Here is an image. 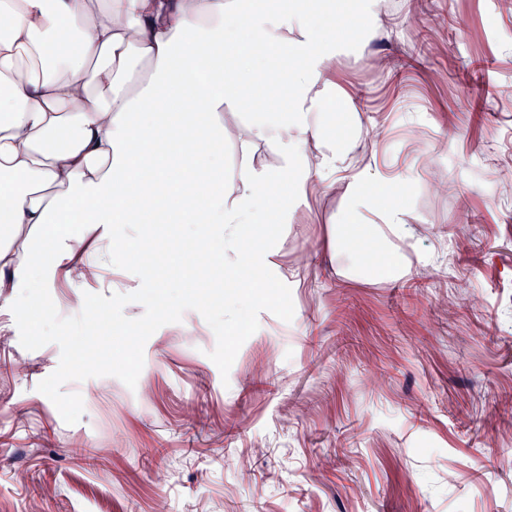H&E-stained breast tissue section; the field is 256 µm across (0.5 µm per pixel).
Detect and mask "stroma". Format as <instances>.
Wrapping results in <instances>:
<instances>
[{
	"label": "stroma",
	"instance_id": "stroma-1",
	"mask_svg": "<svg viewBox=\"0 0 512 512\" xmlns=\"http://www.w3.org/2000/svg\"><path fill=\"white\" fill-rule=\"evenodd\" d=\"M382 10L336 62L334 115L380 130L361 164L406 200L409 274L344 278L325 237L348 199L325 193L271 225L303 277L291 321L261 312L224 376L186 311L147 340L135 388L65 383L72 425L37 389L59 346L24 349L0 307V512H512V0ZM139 285L110 265L50 294L71 317Z\"/></svg>",
	"mask_w": 512,
	"mask_h": 512
}]
</instances>
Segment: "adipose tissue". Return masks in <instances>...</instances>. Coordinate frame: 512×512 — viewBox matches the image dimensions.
Masks as SVG:
<instances>
[{
	"mask_svg": "<svg viewBox=\"0 0 512 512\" xmlns=\"http://www.w3.org/2000/svg\"><path fill=\"white\" fill-rule=\"evenodd\" d=\"M380 0H0V288L18 309L31 288L101 265L73 260L86 236L112 242V227L183 224L200 277L228 288H274L283 266L261 209L296 221L307 195L344 179L351 212L375 224L331 232L329 248L350 280L378 273L367 247L380 243L387 271L404 275L407 226L379 207L366 171L352 172L363 136L335 124L327 100L336 59ZM339 12L341 27L321 26ZM205 68L206 79L190 82ZM314 145L306 153V145ZM237 159L225 167L224 150ZM274 147L276 166L256 152ZM79 229L50 233L70 212ZM219 238L226 262L201 245Z\"/></svg>",
	"mask_w": 512,
	"mask_h": 512,
	"instance_id": "adipose-tissue-1",
	"label": "adipose tissue"
}]
</instances>
